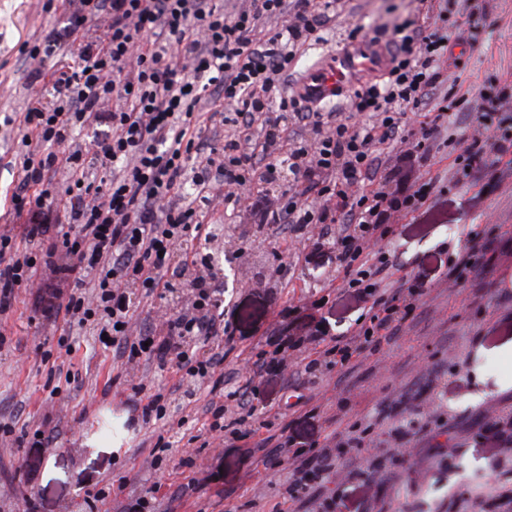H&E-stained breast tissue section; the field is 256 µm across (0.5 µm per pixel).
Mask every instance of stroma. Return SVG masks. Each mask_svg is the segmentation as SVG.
I'll use <instances>...</instances> for the list:
<instances>
[{"mask_svg": "<svg viewBox=\"0 0 512 512\" xmlns=\"http://www.w3.org/2000/svg\"><path fill=\"white\" fill-rule=\"evenodd\" d=\"M44 4L0 0V233H11L23 248L29 245L23 231L30 217L15 214L9 205L19 179L14 164L18 129L4 119L25 111L41 91L29 83L33 64L18 55L17 45L63 22V0L50 12ZM417 7L416 0H340L321 40L308 41L290 65L287 83H294L317 54L335 50L337 41L355 27L383 42L392 24L414 17ZM487 7L495 23L480 32L476 44L449 47L447 67L465 89H477L495 75L512 77V0H489ZM471 194L459 187L427 212L396 217L391 243L402 255L404 272L430 285L423 312L382 353L320 380V415L297 419L290 429L300 441L321 439L329 432V418L348 422L380 407L392 413L408 395L434 388L448 402L450 447L444 458L431 441L419 443L414 470L425 473L420 493L430 500L449 497L471 476L499 472L512 457V450L490 447L483 432L489 416L512 407V366L505 361L512 354V303H502L493 287L498 279L512 281V247L505 244L512 237V173L487 192L481 208L469 206ZM215 208V220L241 234L233 259L214 255L224 308L234 314L237 352L261 351L262 332L288 305L301 329L323 321L337 335L354 324L364 302L356 292L343 290L335 252L303 260L282 239L261 251L248 249L245 238L254 228L245 206L232 208L219 199ZM471 226L494 231L503 240L490 244L488 266L455 285L444 276V247L463 243V231ZM282 263L292 266L291 279L275 275ZM318 291L325 304H307V297ZM47 300L39 288H21L10 310L0 315L8 336L0 345V423L14 426L13 434L0 436V512H29L31 498L38 499V512H88V493L109 484L115 490L100 503L99 512H120L124 502L145 495L161 476L150 466L161 435L170 443L163 476L172 485L195 479L197 491L189 498L162 499L159 512H227L248 500L263 505L278 497L287 471L265 475L242 441L228 448L223 438H211L199 448L195 467L181 466L188 437L207 432L203 407L210 398L208 388L187 401L175 391L180 380L175 367L161 371L141 359L126 362L88 330L74 326L59 332L53 323L34 319L35 309ZM63 345L70 354H60ZM432 353L441 358L443 372L426 380L419 374V361ZM143 380L171 390L167 412L174 429L130 423L128 400L133 385ZM38 429L53 436L51 447L26 442V434Z\"/></svg>", "mask_w": 512, "mask_h": 512, "instance_id": "obj_1", "label": "stroma"}]
</instances>
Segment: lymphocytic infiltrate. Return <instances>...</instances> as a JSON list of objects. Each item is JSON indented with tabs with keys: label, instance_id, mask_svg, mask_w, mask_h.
I'll use <instances>...</instances> for the list:
<instances>
[{
	"label": "lymphocytic infiltrate",
	"instance_id": "f902f5d3",
	"mask_svg": "<svg viewBox=\"0 0 512 512\" xmlns=\"http://www.w3.org/2000/svg\"><path fill=\"white\" fill-rule=\"evenodd\" d=\"M418 2L424 17L392 25L389 66L353 92L350 115L314 110L284 90L285 71L335 18L336 0H247L232 15L223 0H71L62 24L20 49L38 63L31 83L50 87L53 102H33L19 118L21 185L10 207L42 216V223L26 225L25 236L45 249L34 254L0 233V312L16 289L34 286L42 265L65 253L56 272L70 285L60 304L67 324L106 336L118 356L144 355L161 368L178 362L189 382L203 383L224 357L188 355L184 342L209 336L232 342L234 322L215 316L223 289L193 242L208 233L216 198L240 203L238 188L276 183L285 170L294 190L256 196L254 226L292 234L300 251L336 249L346 287L366 302L363 322L339 335L322 322L301 334L292 323L276 322L262 334L275 359L260 354L232 372L237 418L227 419L223 406L207 408L212 428L252 440L263 469L288 467L270 512H341L344 501L332 482L356 487L363 471L341 463L328 444L288 434L268 453L267 439L244 426L264 376L279 375L295 392L300 415H318L317 380L364 353L381 352L417 317L427 294V282L402 276L399 254L382 246L394 217L418 213L460 185L475 188V200H482V188L512 171V82L487 80L473 96L444 88L450 41L482 26L485 12L470 0L452 12L436 0ZM270 20L276 30L258 38ZM100 21L103 34L89 36ZM357 112L370 113L371 122H354ZM89 126L99 129L96 159L112 167L105 180H90L74 140ZM303 127L312 129L313 140L301 138ZM454 147L450 177H431L438 155ZM406 162L415 171L410 182ZM62 167L70 176L60 187L54 177ZM189 178L197 194L187 200L182 186ZM465 237L448 261L446 276L454 283L487 254V231L470 229ZM181 270L193 274L191 310L166 318L160 333L132 337L138 303L176 288ZM293 352L302 360L289 362ZM390 424L388 448L402 464L415 458L418 440L445 426L437 411L418 407Z\"/></svg>",
	"mask_w": 512,
	"mask_h": 512
}]
</instances>
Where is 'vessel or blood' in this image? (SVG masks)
<instances>
[{"label": "vessel or blood", "mask_w": 512, "mask_h": 512, "mask_svg": "<svg viewBox=\"0 0 512 512\" xmlns=\"http://www.w3.org/2000/svg\"><path fill=\"white\" fill-rule=\"evenodd\" d=\"M388 56L379 42L363 33L342 49L323 55L300 76L294 92L303 102L323 105L358 85L363 76L380 74Z\"/></svg>", "instance_id": "vessel-or-blood-1"}]
</instances>
